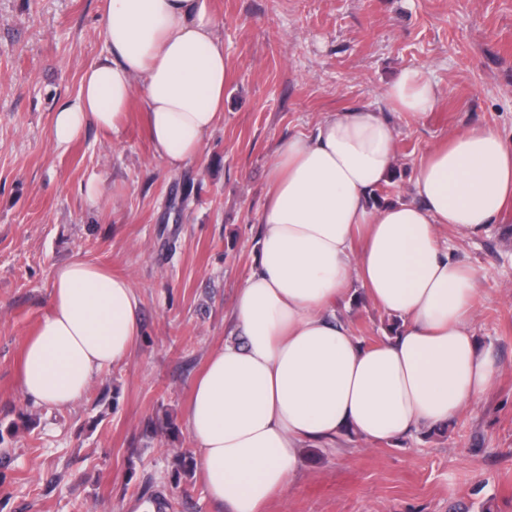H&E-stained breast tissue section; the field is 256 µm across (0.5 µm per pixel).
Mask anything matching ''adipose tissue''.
<instances>
[{
  "label": "adipose tissue",
  "instance_id": "obj_1",
  "mask_svg": "<svg viewBox=\"0 0 512 512\" xmlns=\"http://www.w3.org/2000/svg\"><path fill=\"white\" fill-rule=\"evenodd\" d=\"M108 54L84 70L54 115L58 145L88 126L117 130L142 91L155 150L180 169L224 112L227 69L209 0H101ZM441 91L409 67L383 94L416 119ZM396 135L368 104L328 115L282 143L269 168L255 266L238 289L237 341L212 349L184 414L199 477L221 512H267L305 464L304 446L364 445L450 423L491 386L477 342L475 271L440 235H475L512 204V143L464 128L415 169L411 202L371 198L397 161ZM360 283L400 322L376 344L338 307ZM141 321L130 281L75 259L54 273L50 309L24 343L21 395L74 406L106 367L128 358Z\"/></svg>",
  "mask_w": 512,
  "mask_h": 512
}]
</instances>
